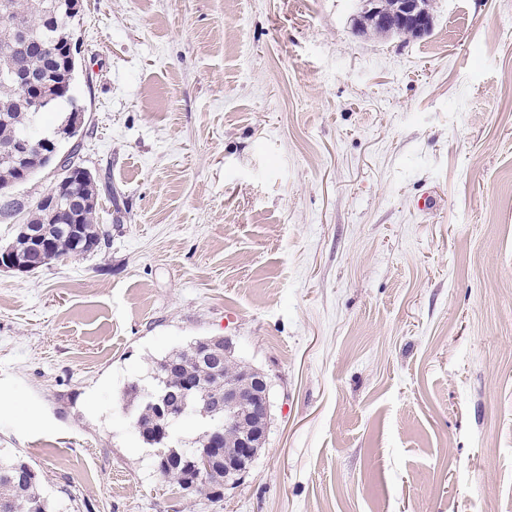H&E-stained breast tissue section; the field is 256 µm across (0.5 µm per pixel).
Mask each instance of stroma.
I'll list each match as a JSON object with an SVG mask.
<instances>
[{
    "mask_svg": "<svg viewBox=\"0 0 512 512\" xmlns=\"http://www.w3.org/2000/svg\"><path fill=\"white\" fill-rule=\"evenodd\" d=\"M102 254L0 271V448L48 512H512V0H80ZM229 336L249 475L164 479L127 382ZM383 0H360V9L362 13L370 14L373 16H380L381 3ZM370 15H361L360 25H361V33L365 34L369 30L374 31L377 34H397L395 31H392L390 28H386L382 26L375 18ZM395 0H386V7L382 11V14L386 18H392L393 15L396 14L399 17L400 25L407 24L408 26L414 28L416 33H421L422 35L428 32L431 27V17L428 10L422 6L421 0H399L398 5L395 10ZM413 29L408 27H403L401 31L404 32L403 35H409L411 37H418Z\"/></svg>",
    "mask_w": 512,
    "mask_h": 512,
    "instance_id": "35a3bbf8",
    "label": "stroma"
}]
</instances>
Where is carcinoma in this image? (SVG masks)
I'll return each instance as SVG.
<instances>
[{"label": "carcinoma", "instance_id": "obj_1", "mask_svg": "<svg viewBox=\"0 0 512 512\" xmlns=\"http://www.w3.org/2000/svg\"><path fill=\"white\" fill-rule=\"evenodd\" d=\"M73 14L64 13L61 0H0V181L17 178V167L10 159L12 144L21 138L41 116L65 103L71 110L61 122L69 126L77 121L82 108L71 94L77 68L63 58L51 54L41 45L66 42L70 39L67 31ZM41 82L40 94L49 99L37 107L34 99L22 97L20 82L26 79ZM27 166L29 174L52 166V161L43 156L40 146L33 144ZM112 192L109 184L99 186L93 174L84 177L73 175L65 188L64 199L54 218H49L44 209L36 205L21 214L25 223L35 227L43 238L56 242L55 248L36 257L37 268L42 269L56 262L79 256L100 253L109 245V234L95 224L96 206L100 190ZM73 201L76 213L81 217L84 228L85 247L79 251L67 242L69 204ZM178 364L171 380L173 403H178L185 385L200 383L211 396L224 391V379H238L250 367L229 356L222 361L220 372H211V367L200 359L195 345L162 358ZM129 403L135 409V422L140 425L138 435L144 443L157 440L163 421L157 419L155 410L142 395L125 391ZM181 488L200 492L212 489V485L197 481L189 486L185 481L182 467L160 472ZM0 512H47L46 501L41 491V476L28 462L0 454Z\"/></svg>", "mask_w": 512, "mask_h": 512}]
</instances>
